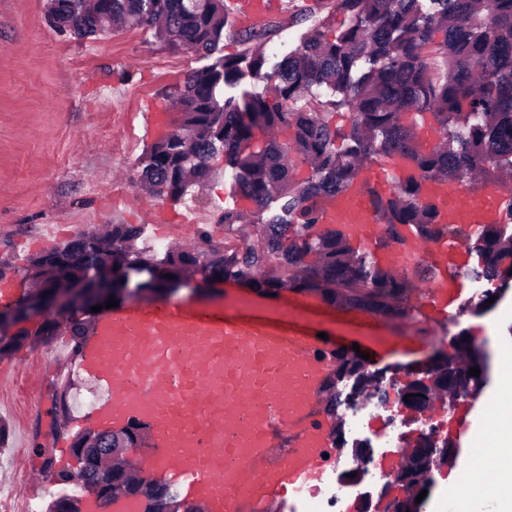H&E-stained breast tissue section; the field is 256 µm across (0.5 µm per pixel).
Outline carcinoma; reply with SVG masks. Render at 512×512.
I'll return each mask as SVG.
<instances>
[{
    "label": "carcinoma",
    "mask_w": 512,
    "mask_h": 512,
    "mask_svg": "<svg viewBox=\"0 0 512 512\" xmlns=\"http://www.w3.org/2000/svg\"><path fill=\"white\" fill-rule=\"evenodd\" d=\"M336 0L348 14L349 26L329 38L312 29L296 50L271 61L260 36L244 31L243 52L221 55L229 18L224 0H49L48 13L58 27L78 38L117 31L133 20L170 46L211 63L184 78L175 98L177 119L159 134L140 159L143 183L157 196L181 199L188 188L212 176L210 160L221 154L235 171L241 197L261 210L273 196L282 217L241 232L247 216L226 210L218 223L224 238L201 227L191 250L162 252L138 246L140 224H112L104 232L80 231L49 251L25 258L13 268L27 283L26 304L0 311V357L29 343L46 342L63 330L74 354L91 337L92 321L79 317L85 309L112 298L136 299L145 292L161 294L180 285L188 274L204 281H237L261 290H291L315 295L345 309H359L386 320L410 315L412 275L396 274L370 253L355 248L336 227L319 223L323 202L345 192L357 179L363 159L372 155L408 159L415 174L397 180L392 197L378 202L388 241L401 238L409 226L424 238H463L478 264L465 273L495 284L492 298L512 285V232L506 224H485L475 231L438 220L425 202L427 181L461 183L482 177L498 182L512 173V0ZM442 34L435 41L436 34ZM249 76L272 82L270 96L224 95ZM343 95L352 110L351 126L340 133L325 120L334 100L292 107L315 86ZM434 127V144L421 140L418 127ZM289 138L283 140L281 135ZM349 141L336 149L338 137ZM311 166L297 180L298 165ZM46 317L36 331L20 328L34 313ZM335 368L322 388L323 413L332 422L334 446L343 447L344 399L361 394L389 400L383 376L371 371L354 353L339 352ZM489 354L467 342L451 357L438 358L421 377L398 386L400 404L414 412L448 401L488 377L470 375ZM354 380L342 395L341 383ZM71 384L54 391V432L68 430ZM410 394V401L404 396ZM148 425L130 420L112 431L118 463L109 505L133 502L142 512H207L199 501L180 497L171 482L141 477L122 464L128 448H140ZM421 434L408 441L402 462L386 482L405 491L391 512H423L416 502L434 484L432 472L448 464L427 449L440 446L451 454L448 438ZM101 434L86 429L71 446L78 461L85 448L100 446Z\"/></svg>",
    "instance_id": "cac0c4a2"
}]
</instances>
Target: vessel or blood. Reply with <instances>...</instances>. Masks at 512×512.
<instances>
[{
    "mask_svg": "<svg viewBox=\"0 0 512 512\" xmlns=\"http://www.w3.org/2000/svg\"><path fill=\"white\" fill-rule=\"evenodd\" d=\"M395 175L391 166L367 163L355 185L323 204L321 221L390 268L430 262L437 275L410 305L418 320L452 319L468 247L461 239L426 241L409 228L402 240L383 243L376 202L391 195ZM509 194L507 183L467 194L437 183L427 200L443 223L475 228L501 223ZM335 350L316 332L247 321L231 306L211 315L132 303L100 312L78 368L103 388L95 407L103 426L149 424L160 452H132L136 465L181 479L209 512H274L285 495L321 483L326 457L339 454L320 402Z\"/></svg>",
    "mask_w": 512,
    "mask_h": 512,
    "instance_id": "1",
    "label": "vessel or blood"
}]
</instances>
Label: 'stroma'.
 Listing matches in <instances>:
<instances>
[{"label":"stroma","instance_id":"obj_1","mask_svg":"<svg viewBox=\"0 0 512 512\" xmlns=\"http://www.w3.org/2000/svg\"><path fill=\"white\" fill-rule=\"evenodd\" d=\"M231 19L240 28L277 23L271 42L287 41L292 50L311 28L331 37L349 23L335 0H277L261 20L236 13ZM203 64L199 56L173 49L132 24L81 40L49 21L46 0H0L1 268L22 265L27 256L106 224H143L149 242L168 247L192 245L198 219L214 226L215 237H223L217 227L223 211L251 207L240 197L223 159L213 162L216 178L176 202L150 195L138 167L154 140L147 131L148 113L169 109V92ZM144 208L189 218L191 224L181 230L144 223ZM238 297L258 309L277 310L285 320L332 329L334 342L358 344L390 379L421 366L436 349L450 348L461 332L493 354L512 348V289L483 314L474 313L468 298H460V314L434 324L426 342L383 353L374 350L383 336L380 328L366 321L352 326L353 311L320 301L302 313L295 292L262 294L227 281L193 302L218 308ZM65 376L79 397L97 394L94 382L79 371L65 335L22 346L0 359V421L9 428L8 442L0 446V487L14 486L19 474H27L29 484L20 493L39 512L63 493L42 472L45 456H52L59 470L78 466L70 438H56L50 414L52 382Z\"/></svg>","mask_w":512,"mask_h":512}]
</instances>
